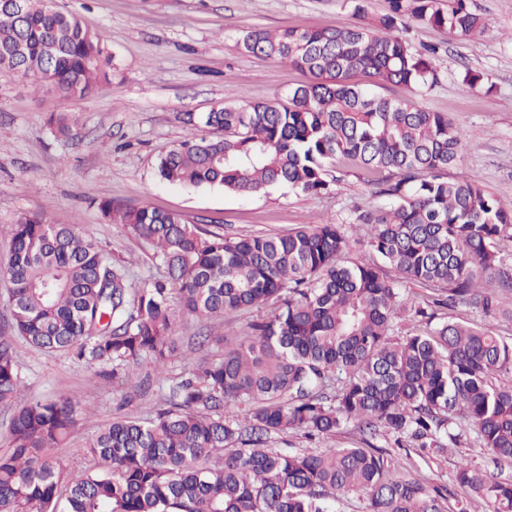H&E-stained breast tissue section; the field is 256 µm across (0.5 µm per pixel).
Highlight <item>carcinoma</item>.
<instances>
[{"label":"carcinoma","mask_w":512,"mask_h":512,"mask_svg":"<svg viewBox=\"0 0 512 512\" xmlns=\"http://www.w3.org/2000/svg\"><path fill=\"white\" fill-rule=\"evenodd\" d=\"M456 36L484 28L466 0H392L375 25L274 32L248 30L240 48L276 57L312 80L284 102L221 103L183 112L189 136L157 159L169 184L259 193L286 185L331 191L338 162L379 175L387 203L356 209V226L381 262L346 261L340 224L228 237L149 204L112 199V224L146 240L165 280L132 287L125 266L77 224L24 214L3 264L12 285L11 332L0 331V405L12 409L0 450V512H336L358 492L367 512H447L437 490L396 469L371 439L443 452L471 442L512 464V336L473 321L433 323L403 284L433 291L432 304L512 321V213L465 176L462 134L438 112L372 87L411 92L438 83L434 50L407 38L414 27ZM19 46L20 74L76 101L109 79L104 36L60 10L0 0V51ZM210 323L269 306L242 336H218L224 352L177 381L172 303ZM427 319L394 335L396 318ZM112 367L127 379L148 359L171 382L167 407L143 421L101 425L82 460L59 455L81 407L71 396L19 402L17 342ZM356 426L365 447L285 453L269 443L309 441ZM454 481L481 512H512V477L466 458Z\"/></svg>","instance_id":"carcinoma-1"}]
</instances>
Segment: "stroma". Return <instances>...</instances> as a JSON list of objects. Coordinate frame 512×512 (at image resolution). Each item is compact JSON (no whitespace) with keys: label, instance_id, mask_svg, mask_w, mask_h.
<instances>
[{"label":"stroma","instance_id":"obj_1","mask_svg":"<svg viewBox=\"0 0 512 512\" xmlns=\"http://www.w3.org/2000/svg\"><path fill=\"white\" fill-rule=\"evenodd\" d=\"M92 30L105 35V51L118 70L91 97L75 102L35 89L16 73L0 69V256L10 245L18 217L39 213L52 224L78 223L126 265L133 284L163 277L164 268L142 239L121 224L107 223L98 208L112 198L129 206L144 203L179 214L192 224L226 236L281 233L299 224L348 225L352 259L370 258L354 210L377 207L375 174L339 165L338 185L317 195L285 189L244 195L220 187L162 182L158 155L184 140L182 112H206L221 102L286 101L309 82L308 73L274 59L244 54L238 38L254 28L321 29L375 23L389 0H367L366 13L352 0H57ZM486 28L477 38L452 37L447 30L420 29L418 41L439 49L440 80L418 94L406 87H378L392 100L444 115L462 135L460 158L446 178L465 174L512 213V0H470ZM482 75L492 92L470 87L465 72ZM65 114L70 131L60 135L46 122ZM24 397L77 398L79 419L61 453L79 457L98 426L118 411L143 419L161 406L150 361L135 368L134 380L99 376L95 365L67 356L46 355L18 343ZM376 446L391 450L401 465L427 486L448 490V506L458 512L461 492L453 475L458 452L427 451L406 456L387 438Z\"/></svg>","mask_w":512,"mask_h":512}]
</instances>
